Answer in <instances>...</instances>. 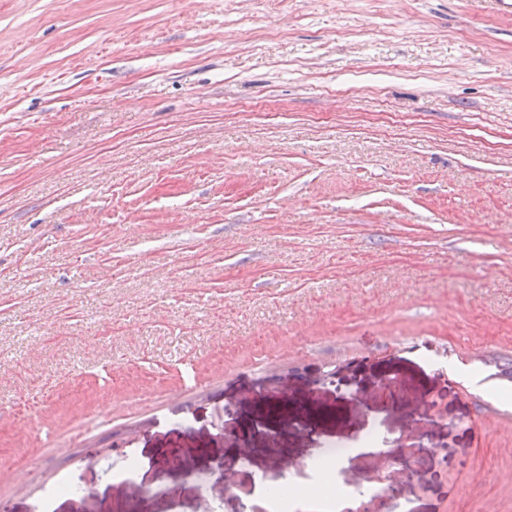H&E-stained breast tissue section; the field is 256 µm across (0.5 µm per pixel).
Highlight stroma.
Segmentation results:
<instances>
[{"label":"stroma","mask_w":512,"mask_h":512,"mask_svg":"<svg viewBox=\"0 0 512 512\" xmlns=\"http://www.w3.org/2000/svg\"><path fill=\"white\" fill-rule=\"evenodd\" d=\"M491 354L512 359L494 0H0L8 512L62 475L80 492L49 512H209L225 473L304 482L343 448L362 483L360 436L396 452L420 425L411 512H512Z\"/></svg>","instance_id":"obj_1"}]
</instances>
